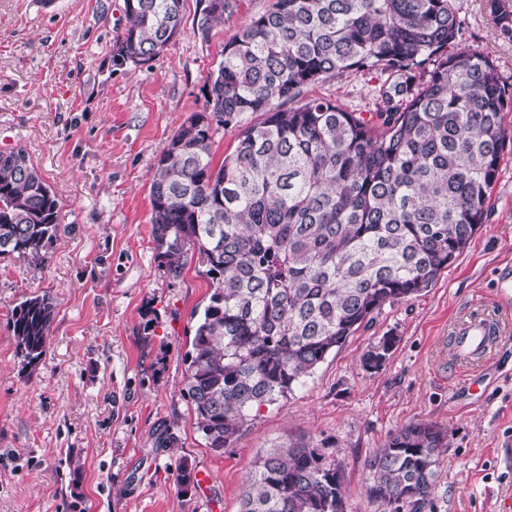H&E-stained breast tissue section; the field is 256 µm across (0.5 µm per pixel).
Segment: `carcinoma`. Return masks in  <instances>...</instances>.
I'll return each mask as SVG.
<instances>
[{
  "instance_id": "cac0c4a2",
  "label": "carcinoma",
  "mask_w": 512,
  "mask_h": 512,
  "mask_svg": "<svg viewBox=\"0 0 512 512\" xmlns=\"http://www.w3.org/2000/svg\"><path fill=\"white\" fill-rule=\"evenodd\" d=\"M183 0H124L119 56L135 66L182 33ZM233 0H197L202 37ZM512 41V3L491 0ZM455 0H271L224 44L201 111L170 139L150 196L153 239L169 275L188 252L216 283L187 352L185 397L206 446L224 452L252 409L286 399L384 305L432 287L491 211L512 99L492 58L456 47ZM376 75L372 112L303 98L313 84ZM232 153L213 165L220 126L245 113ZM61 202L21 149L0 152V256L41 255ZM46 295L12 310L24 366L45 353ZM397 342L363 354L381 368ZM448 430L411 422L368 458L367 497L384 512H423L437 488ZM175 485L197 483L184 460ZM241 512H345V481L299 440L258 458Z\"/></svg>"
}]
</instances>
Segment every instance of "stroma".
<instances>
[{"mask_svg":"<svg viewBox=\"0 0 512 512\" xmlns=\"http://www.w3.org/2000/svg\"><path fill=\"white\" fill-rule=\"evenodd\" d=\"M209 38L183 33L155 60L120 63L124 0H0V140L22 147L62 202L56 238L40 258L0 256V512H239L257 459L314 442L343 472L346 512H382L365 493L366 458L402 426L448 430L435 496L424 512H512V339L473 375L449 355L454 327L492 305L512 278V143L492 190L493 210L469 247L416 298L388 304L288 398L252 411L223 453L207 447L183 395L194 327L214 285L196 255L180 277L153 241L154 166L204 103L222 50L270 0H234ZM457 42L477 47L512 83V43L490 0H456ZM369 76L308 87L361 112L377 98ZM54 305L46 352L23 367L13 308L35 295ZM397 339L378 370L361 358ZM174 438L156 445L159 434ZM206 471L178 492L174 463Z\"/></svg>","mask_w":512,"mask_h":512,"instance_id":"1","label":"stroma"}]
</instances>
